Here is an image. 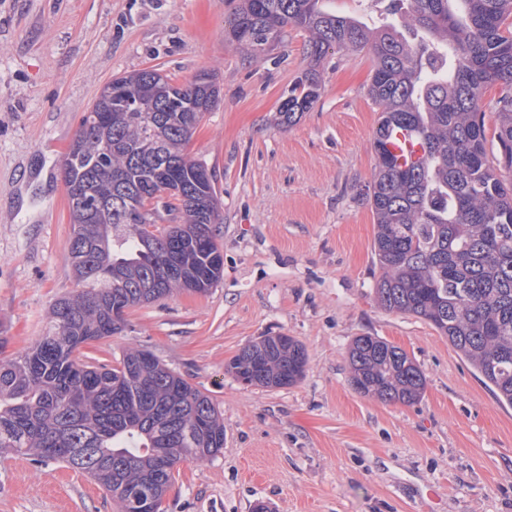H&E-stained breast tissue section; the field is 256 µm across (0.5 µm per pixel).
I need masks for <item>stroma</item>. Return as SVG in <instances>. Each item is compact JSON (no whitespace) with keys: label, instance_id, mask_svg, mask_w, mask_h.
Wrapping results in <instances>:
<instances>
[{"label":"stroma","instance_id":"35a3bbf8","mask_svg":"<svg viewBox=\"0 0 512 512\" xmlns=\"http://www.w3.org/2000/svg\"><path fill=\"white\" fill-rule=\"evenodd\" d=\"M230 0H0V356L43 336L54 301L77 289L60 178L79 120L112 79L156 68L177 84L215 72L221 101L191 156L223 201L222 280L131 310L122 331L85 345L116 364L153 353L207 395L224 446L182 461L162 512H512V406L427 322L381 309L374 217L373 58L335 49L318 101L275 124L305 69L307 35L265 51L227 41ZM285 334L305 348L296 384L250 385L227 370L250 341ZM402 348L426 376L414 404L350 384L358 336ZM0 512H119L99 483L63 463L0 454Z\"/></svg>","mask_w":512,"mask_h":512}]
</instances>
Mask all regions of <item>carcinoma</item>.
<instances>
[{
    "label": "carcinoma",
    "instance_id": "1",
    "mask_svg": "<svg viewBox=\"0 0 512 512\" xmlns=\"http://www.w3.org/2000/svg\"><path fill=\"white\" fill-rule=\"evenodd\" d=\"M325 2L240 0L224 29L252 52L288 26L308 33L309 67L282 96V128L319 98L329 49L371 53L367 95L381 113L364 195L383 269L378 304L432 325L512 406V179L501 174L512 170V0H381L373 25ZM494 85L492 161L480 102ZM219 97L206 70L183 86L153 68L112 79V96L83 114L61 170L80 289L55 300L33 347L0 359V452L66 463L103 486L121 512L170 487L181 461L224 448L221 412L151 352L129 349L116 366L78 357L120 332L128 311L176 291L206 293L222 278L221 198L214 174L189 153ZM398 131L419 141V161L401 165L389 151ZM162 211L180 223L157 224ZM175 264L181 275L171 277ZM347 355L357 392L402 404L422 396L425 375L400 347L358 336ZM306 366L299 341L263 336L228 370L246 384L281 388Z\"/></svg>",
    "mask_w": 512,
    "mask_h": 512
}]
</instances>
